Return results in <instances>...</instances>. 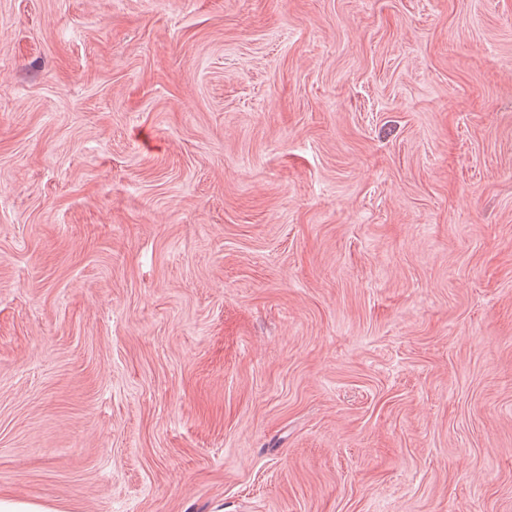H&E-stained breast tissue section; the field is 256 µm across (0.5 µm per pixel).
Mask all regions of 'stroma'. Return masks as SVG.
Wrapping results in <instances>:
<instances>
[{
  "label": "stroma",
  "mask_w": 512,
  "mask_h": 512,
  "mask_svg": "<svg viewBox=\"0 0 512 512\" xmlns=\"http://www.w3.org/2000/svg\"><path fill=\"white\" fill-rule=\"evenodd\" d=\"M512 512V0H0V497Z\"/></svg>",
  "instance_id": "stroma-1"
}]
</instances>
